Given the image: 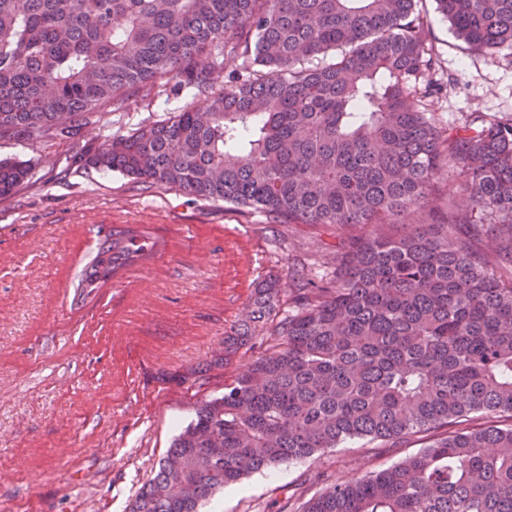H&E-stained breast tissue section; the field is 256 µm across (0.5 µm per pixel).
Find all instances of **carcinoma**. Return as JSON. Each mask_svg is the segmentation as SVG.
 <instances>
[{
    "instance_id": "cac0c4a2",
    "label": "carcinoma",
    "mask_w": 512,
    "mask_h": 512,
    "mask_svg": "<svg viewBox=\"0 0 512 512\" xmlns=\"http://www.w3.org/2000/svg\"><path fill=\"white\" fill-rule=\"evenodd\" d=\"M420 0H0V139H72L128 90L183 77L224 91L113 137L78 161L177 187L278 224L372 226L280 315L281 278L255 284L224 362L260 340L224 394L174 436L129 512H198L250 474L348 440L432 434L382 471L334 483L300 512H512V280L459 225L499 240L512 267V113L440 127L420 84L438 64ZM470 50L512 48V0H436ZM259 66L260 74L253 70ZM32 171L0 159V198ZM454 178L472 201L427 211ZM427 213L421 224L413 214ZM380 224H406L389 238ZM153 246L112 230L82 286Z\"/></svg>"
}]
</instances>
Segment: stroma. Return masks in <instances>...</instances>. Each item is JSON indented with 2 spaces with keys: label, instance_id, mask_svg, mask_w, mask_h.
<instances>
[{
  "label": "stroma",
  "instance_id": "obj_1",
  "mask_svg": "<svg viewBox=\"0 0 512 512\" xmlns=\"http://www.w3.org/2000/svg\"><path fill=\"white\" fill-rule=\"evenodd\" d=\"M420 9L440 61L431 77L448 83L440 122L512 113V48L471 51L435 0ZM208 100L164 83L105 108L75 138L0 140V159L32 166L29 182L0 198V471L13 475L0 483V512H129L197 406L255 357L244 348L220 363L257 280L273 273L292 289L293 271L331 272L349 229L271 224L73 160ZM118 226L153 241L152 258L83 291L85 266ZM426 444L350 440L227 486L202 512H299L326 482L386 469Z\"/></svg>",
  "mask_w": 512,
  "mask_h": 512
}]
</instances>
